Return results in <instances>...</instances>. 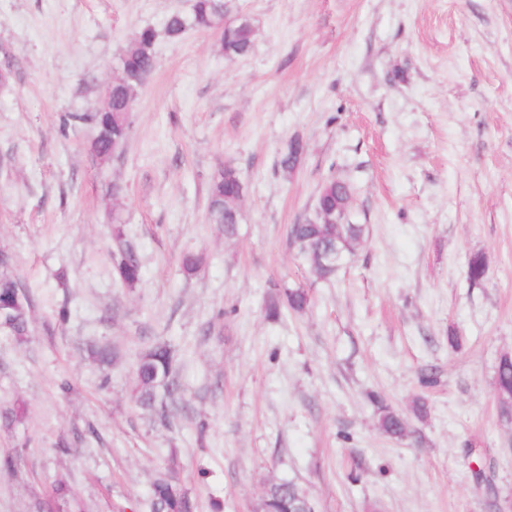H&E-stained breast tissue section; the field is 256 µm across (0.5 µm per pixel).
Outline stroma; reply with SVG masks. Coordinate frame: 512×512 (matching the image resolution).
Returning a JSON list of instances; mask_svg holds the SVG:
<instances>
[{"label":"stroma","mask_w":512,"mask_h":512,"mask_svg":"<svg viewBox=\"0 0 512 512\" xmlns=\"http://www.w3.org/2000/svg\"><path fill=\"white\" fill-rule=\"evenodd\" d=\"M192 3L0 0V249L33 300L31 336L0 331V414L23 410L0 426V512H38L59 481L81 512H150L173 456L196 512H257L283 479L317 512H512L496 392L512 354V0H228L258 28L235 60L214 33L168 37ZM145 27L157 67L123 153L102 163L94 126L62 120L101 106ZM294 137L304 153L286 172ZM224 165L244 182L232 236L204 220ZM332 177L366 231L323 281L288 228ZM116 215L132 287L112 267ZM188 253L204 258L194 277ZM477 253L488 273L473 287ZM298 284L310 307L269 316ZM159 340L184 397L166 426L131 393ZM90 343L114 363L88 360ZM373 393L409 438L380 434Z\"/></svg>","instance_id":"35a3bbf8"}]
</instances>
